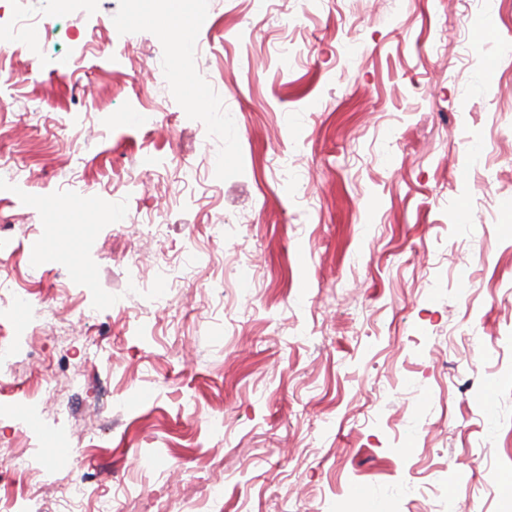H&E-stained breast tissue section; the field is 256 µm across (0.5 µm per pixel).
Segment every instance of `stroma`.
I'll return each instance as SVG.
<instances>
[{
    "label": "stroma",
    "instance_id": "obj_1",
    "mask_svg": "<svg viewBox=\"0 0 512 512\" xmlns=\"http://www.w3.org/2000/svg\"><path fill=\"white\" fill-rule=\"evenodd\" d=\"M22 18L0 286L57 319L0 309V448L37 463L0 512H512V0H0Z\"/></svg>",
    "mask_w": 512,
    "mask_h": 512
}]
</instances>
